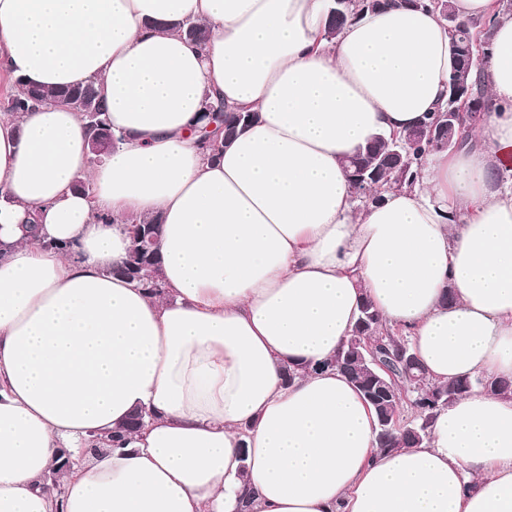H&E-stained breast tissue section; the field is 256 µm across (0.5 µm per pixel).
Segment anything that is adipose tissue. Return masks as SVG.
I'll return each instance as SVG.
<instances>
[{"label": "adipose tissue", "mask_w": 512, "mask_h": 512, "mask_svg": "<svg viewBox=\"0 0 512 512\" xmlns=\"http://www.w3.org/2000/svg\"><path fill=\"white\" fill-rule=\"evenodd\" d=\"M451 4L489 24L476 143L364 206L345 159L448 98L439 12L390 0L331 39V0H0V72L96 83L118 137L94 165L78 112L0 113V512H512V394L383 451L327 366L366 297L432 382L512 378V13ZM208 96L258 118L203 147ZM132 215L161 220L162 296L113 273Z\"/></svg>", "instance_id": "adipose-tissue-1"}]
</instances>
